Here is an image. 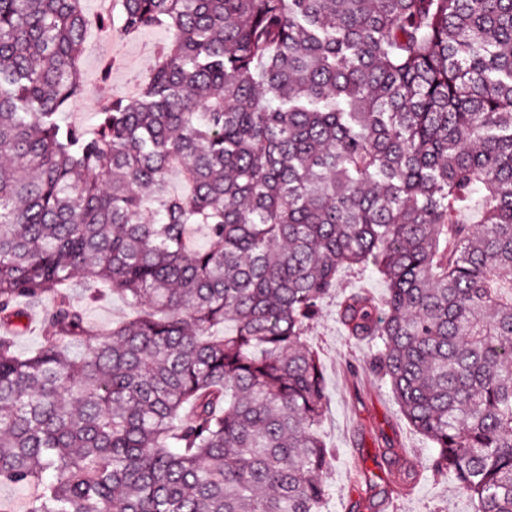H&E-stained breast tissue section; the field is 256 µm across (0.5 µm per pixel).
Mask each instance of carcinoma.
Here are the masks:
<instances>
[{"label": "carcinoma", "mask_w": 512, "mask_h": 512, "mask_svg": "<svg viewBox=\"0 0 512 512\" xmlns=\"http://www.w3.org/2000/svg\"><path fill=\"white\" fill-rule=\"evenodd\" d=\"M83 0H0V483L27 512H323L340 302L476 512H512V0H121L172 36L135 97L82 94ZM177 168L188 186L171 191ZM207 244H189L193 227ZM137 313L90 340L69 288ZM52 298L47 296L39 306L26 308V319L15 336L13 348L19 355H27L36 349L44 339L42 317L47 308L51 306Z\"/></svg>", "instance_id": "carcinoma-1"}]
</instances>
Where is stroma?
I'll return each instance as SVG.
<instances>
[{"mask_svg": "<svg viewBox=\"0 0 512 512\" xmlns=\"http://www.w3.org/2000/svg\"><path fill=\"white\" fill-rule=\"evenodd\" d=\"M166 38V31L148 29L127 39L120 48L128 60L127 68L107 71L103 68L104 55L111 50V41L99 32L89 37L80 62L82 109L69 113V120L91 128V106L99 101L101 85H109L114 96L135 95L131 75L145 73L152 64L144 52L145 46ZM361 288L378 297L386 291L375 273L341 272L309 338L320 353L330 393L321 434L336 450V461L325 476L330 487L326 512H349L352 504L366 498L365 486L355 482L353 474L362 469L386 476L387 466L378 450L388 445L404 449L411 468L417 472L416 477L410 478L405 494L396 498L394 512H474L470 499L459 491L454 476L437 477L431 472L430 444L406 421L388 387L369 368V345L352 341L338 323L337 301L344 294Z\"/></svg>", "mask_w": 512, "mask_h": 512, "instance_id": "stroma-1", "label": "stroma"}]
</instances>
